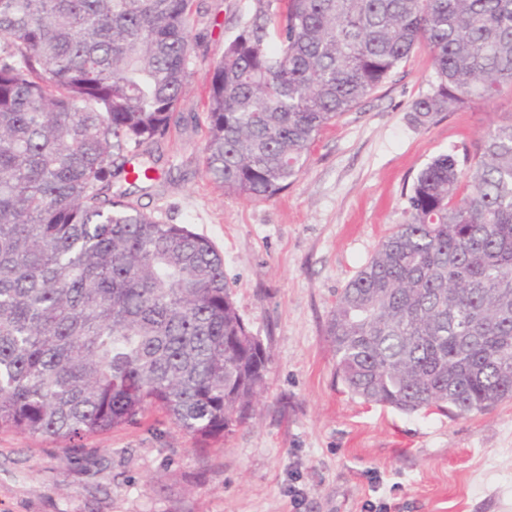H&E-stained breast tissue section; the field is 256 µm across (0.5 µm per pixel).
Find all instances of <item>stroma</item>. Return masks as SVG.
<instances>
[{
    "label": "stroma",
    "mask_w": 512,
    "mask_h": 512,
    "mask_svg": "<svg viewBox=\"0 0 512 512\" xmlns=\"http://www.w3.org/2000/svg\"><path fill=\"white\" fill-rule=\"evenodd\" d=\"M178 121L135 163L158 181L112 178V192L207 238L233 302L271 356L259 414L200 454L158 411L82 447L0 432V512H512V400L458 416L365 402L336 373L326 334L336 298L405 219L436 156L512 123V95L419 127L411 105L434 79L418 47L325 127L297 180L266 201L227 195L204 173L211 64L252 0H201Z\"/></svg>",
    "instance_id": "35a3bbf8"
}]
</instances>
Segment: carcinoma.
<instances>
[{"label": "carcinoma", "mask_w": 512, "mask_h": 512, "mask_svg": "<svg viewBox=\"0 0 512 512\" xmlns=\"http://www.w3.org/2000/svg\"><path fill=\"white\" fill-rule=\"evenodd\" d=\"M197 0H0V431L79 441L152 408L204 451L256 416L270 362L213 244L110 195L162 139ZM420 45L411 106L512 93V0H255L214 63L204 172L255 201ZM336 371L367 402L458 415L512 399V123L434 158L406 218L336 299Z\"/></svg>", "instance_id": "cac0c4a2"}]
</instances>
